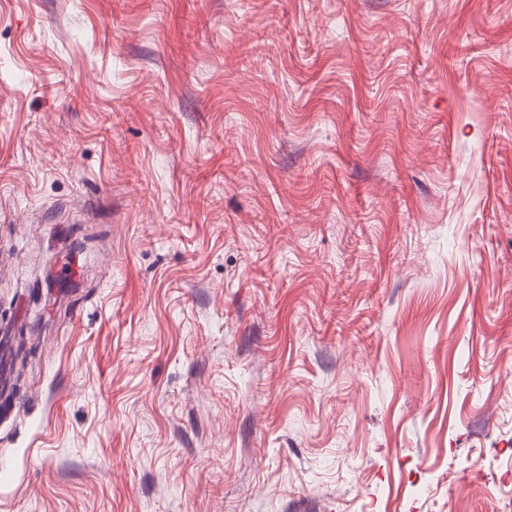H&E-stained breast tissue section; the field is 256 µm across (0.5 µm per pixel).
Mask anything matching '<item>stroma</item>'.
<instances>
[{"label":"stroma","mask_w":512,"mask_h":512,"mask_svg":"<svg viewBox=\"0 0 512 512\" xmlns=\"http://www.w3.org/2000/svg\"><path fill=\"white\" fill-rule=\"evenodd\" d=\"M0 512H512V0H0Z\"/></svg>","instance_id":"obj_1"}]
</instances>
